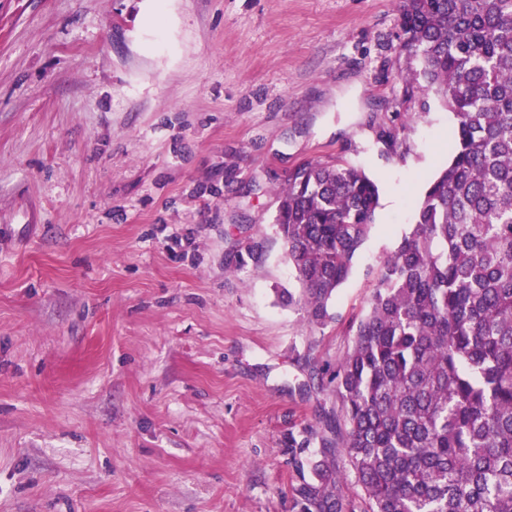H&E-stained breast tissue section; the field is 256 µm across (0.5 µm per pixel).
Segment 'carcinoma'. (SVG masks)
Here are the masks:
<instances>
[{"instance_id": "obj_1", "label": "carcinoma", "mask_w": 512, "mask_h": 512, "mask_svg": "<svg viewBox=\"0 0 512 512\" xmlns=\"http://www.w3.org/2000/svg\"><path fill=\"white\" fill-rule=\"evenodd\" d=\"M412 79L452 112L451 157L377 270L329 383L341 414L320 436L300 512H512V0H401ZM379 188L348 163L288 175L273 218L300 286L288 305L325 326L368 239ZM346 457L361 505L337 492Z\"/></svg>"}]
</instances>
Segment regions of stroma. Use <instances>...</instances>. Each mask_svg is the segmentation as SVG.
I'll return each mask as SVG.
<instances>
[{
    "label": "stroma",
    "mask_w": 512,
    "mask_h": 512,
    "mask_svg": "<svg viewBox=\"0 0 512 512\" xmlns=\"http://www.w3.org/2000/svg\"><path fill=\"white\" fill-rule=\"evenodd\" d=\"M398 7L0 0V512H299L311 373L450 154ZM311 159L380 189L324 326L272 222Z\"/></svg>",
    "instance_id": "1"
}]
</instances>
